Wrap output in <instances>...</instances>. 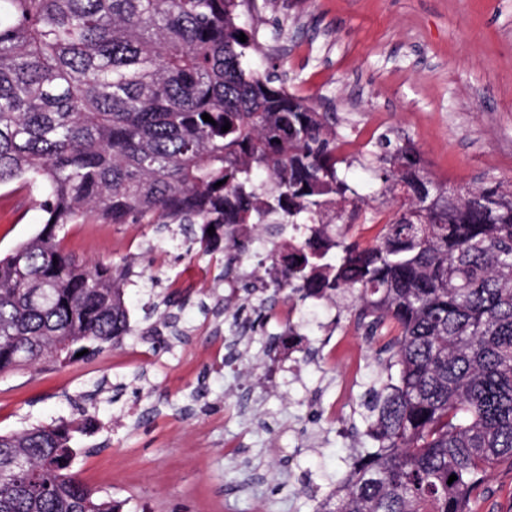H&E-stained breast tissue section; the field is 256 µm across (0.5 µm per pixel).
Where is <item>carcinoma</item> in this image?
<instances>
[{
    "mask_svg": "<svg viewBox=\"0 0 512 512\" xmlns=\"http://www.w3.org/2000/svg\"><path fill=\"white\" fill-rule=\"evenodd\" d=\"M248 3L0 0V189L37 193L46 214L0 258V374L131 333L132 263L79 261L62 246L70 224H176L203 255L236 245V227L305 224L322 242L271 255V287L342 302L397 379L368 389L377 447L322 498L304 491L314 512H477L512 463V185L450 206L415 146L384 134L368 164L396 211L370 246L327 235L368 202L327 113L247 61ZM253 312L257 332L274 308ZM90 427L0 434V512H119L71 471Z\"/></svg>",
    "mask_w": 512,
    "mask_h": 512,
    "instance_id": "obj_1",
    "label": "carcinoma"
}]
</instances>
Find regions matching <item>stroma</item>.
<instances>
[{
	"mask_svg": "<svg viewBox=\"0 0 512 512\" xmlns=\"http://www.w3.org/2000/svg\"><path fill=\"white\" fill-rule=\"evenodd\" d=\"M247 17L253 63L333 113L352 183L382 215L393 206L363 168L381 133L412 141L434 180L512 183V0H253ZM10 196L0 190V257L44 221L33 204L16 217ZM64 245L90 263L133 261L124 299L135 333L90 358L0 375V434L92 420L72 468L122 512H313L303 486L341 481L353 448L372 447L362 402L377 346L349 313L298 303L297 371L270 385L279 327L220 363L234 315L257 295L222 279V260L199 256L178 226L89 220ZM166 312L175 329L147 335ZM336 336L361 368L330 421L323 410L350 375L345 356L327 357Z\"/></svg>",
	"mask_w": 512,
	"mask_h": 512,
	"instance_id": "stroma-1",
	"label": "stroma"
}]
</instances>
